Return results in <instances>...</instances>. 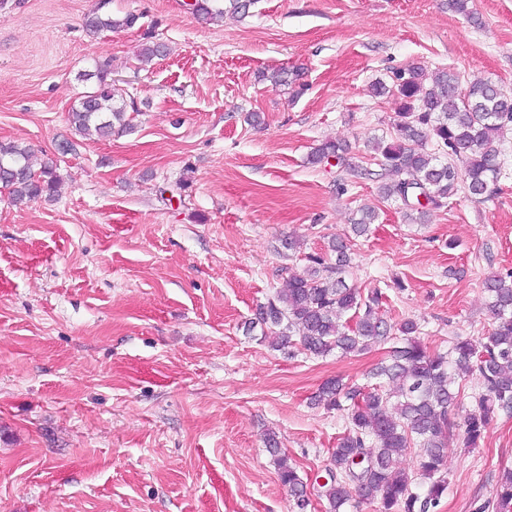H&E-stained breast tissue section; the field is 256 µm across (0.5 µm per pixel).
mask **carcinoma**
<instances>
[{"instance_id": "carcinoma-1", "label": "carcinoma", "mask_w": 512, "mask_h": 512, "mask_svg": "<svg viewBox=\"0 0 512 512\" xmlns=\"http://www.w3.org/2000/svg\"><path fill=\"white\" fill-rule=\"evenodd\" d=\"M99 0L85 17L92 35L103 30L132 28L138 17L114 18ZM251 0H194L193 11L212 21L224 13H246ZM448 8L475 26L481 18L474 0H448ZM108 63L95 65L90 77L96 87L81 96L70 113L76 132L109 139L130 128L122 94L108 80ZM392 84H371L375 97L389 94L397 106L395 136L376 138L374 152L378 194L425 215L448 204L459 190L482 199L503 175L506 151L495 146L512 123V92L490 80L468 83L460 72L439 68L429 73L420 66L392 72ZM348 146L325 139L309 156L319 165L334 158L345 161ZM60 184L56 166L33 162L31 147L0 142V187L17 205L52 197ZM376 220L371 207L361 209L351 225L362 237ZM349 238H334L321 254L305 256L307 265L286 278V287L257 305L245 323L250 334L274 335L288 356L298 353L323 358L333 352L361 353L378 343H392L388 359L374 368L377 382L369 387L349 385L340 378L326 380L314 396L329 409L347 410L350 428L336 443L326 469L328 480L320 496L327 512L346 505L378 501L380 512H431L448 490L442 475L448 434L463 430L466 447L478 445L482 432L499 412H512V280L498 275L483 281L493 328L486 341L457 338L446 352L429 351L416 337L417 322L407 319L392 326L380 313L382 293L346 283L350 264ZM474 376L472 409L463 422L451 420L461 389L456 379ZM280 483L298 508L309 505L307 484L281 453L275 434L266 438ZM418 449L417 474L396 469L397 460Z\"/></svg>"}]
</instances>
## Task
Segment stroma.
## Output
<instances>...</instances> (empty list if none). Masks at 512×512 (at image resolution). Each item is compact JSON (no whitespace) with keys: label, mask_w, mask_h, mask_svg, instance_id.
<instances>
[{"label":"stroma","mask_w":512,"mask_h":512,"mask_svg":"<svg viewBox=\"0 0 512 512\" xmlns=\"http://www.w3.org/2000/svg\"><path fill=\"white\" fill-rule=\"evenodd\" d=\"M97 3L0 0V142L62 179L25 207L0 191V512H298L270 430L310 482L306 512H325L314 479L347 420L310 398L330 378L366 383L387 347L291 357L243 325L370 205L347 282L381 289L384 318L417 321L429 349L488 335L482 282L512 272V177L421 225L307 156L332 137L371 165L396 109L370 85L400 67L512 90V0H476L478 27L447 0H257L214 23L189 0H111L139 21L93 37ZM148 31L168 52L144 65ZM103 61L134 128L89 140L69 114ZM280 68L295 81L262 80ZM510 469L512 414L477 447L450 436L434 512H496Z\"/></svg>","instance_id":"stroma-1"}]
</instances>
